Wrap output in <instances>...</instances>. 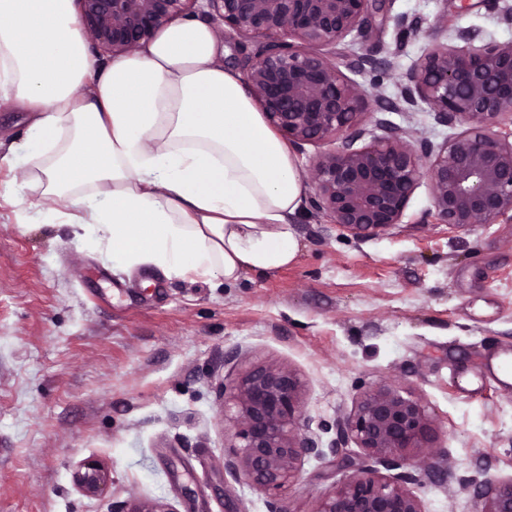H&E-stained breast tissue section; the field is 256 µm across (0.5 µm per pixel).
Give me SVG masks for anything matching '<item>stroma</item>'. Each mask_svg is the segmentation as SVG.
Segmentation results:
<instances>
[{
	"label": "stroma",
	"instance_id": "1",
	"mask_svg": "<svg viewBox=\"0 0 512 512\" xmlns=\"http://www.w3.org/2000/svg\"><path fill=\"white\" fill-rule=\"evenodd\" d=\"M364 52L390 61L397 84L448 26L482 42L512 26L482 0H392ZM418 19L397 45L393 19ZM23 185V199L5 193ZM55 196L0 167V512H117L130 497L172 512H313L345 472L329 449L335 421L373 387L393 384L436 421L448 477L416 471L423 512H473V482L512 475V385L490 371L512 353V213L454 229L432 214L421 181L400 224L356 237L302 208L296 260L265 275L167 277L151 264L113 269L110 245L73 224H46L33 203ZM274 362L301 378L302 410L326 457L304 456L279 490L224 471L233 430L224 386ZM95 458L110 471L99 497L73 469Z\"/></svg>",
	"mask_w": 512,
	"mask_h": 512
}]
</instances>
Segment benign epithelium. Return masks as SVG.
I'll use <instances>...</instances> for the list:
<instances>
[{"instance_id": "7a95c632", "label": "benign epithelium", "mask_w": 512, "mask_h": 512, "mask_svg": "<svg viewBox=\"0 0 512 512\" xmlns=\"http://www.w3.org/2000/svg\"><path fill=\"white\" fill-rule=\"evenodd\" d=\"M392 0H77L83 33L114 56L154 40L175 18L197 9L228 28L241 44L244 83L268 124L288 143L320 148L312 165L311 211L354 235H376L400 223L422 178L429 179L435 215L456 228L493 224L512 212V140L495 130L512 119V41L475 45L480 32L461 30L466 46L435 41L405 73L399 94L380 92L389 63L351 52L336 62V44L363 37ZM402 40L419 32L394 18ZM345 67L368 79L363 85ZM434 114L467 128L437 147L412 131L376 120L383 135L357 148L362 116L375 112ZM302 382L287 367L256 365L224 389V419L235 442L224 471L260 490L283 488L301 458L323 455L301 408ZM345 438L372 464L345 457L342 484L320 496L314 512H422L404 467L430 464L435 426L422 404L384 384L364 392L340 422ZM387 470L383 474L380 469ZM86 496L104 491L109 472L86 460L73 472ZM475 512H512V476L490 475L475 495ZM120 512H172L162 501L134 499Z\"/></svg>"}]
</instances>
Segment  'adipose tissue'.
I'll use <instances>...</instances> for the list:
<instances>
[{
  "instance_id": "1",
  "label": "adipose tissue",
  "mask_w": 512,
  "mask_h": 512,
  "mask_svg": "<svg viewBox=\"0 0 512 512\" xmlns=\"http://www.w3.org/2000/svg\"><path fill=\"white\" fill-rule=\"evenodd\" d=\"M220 56L212 27L186 17L99 68L74 0H0V99L31 115L0 162L54 154L45 178L62 205L43 220L108 240L113 268L232 283L288 266L300 173Z\"/></svg>"
}]
</instances>
